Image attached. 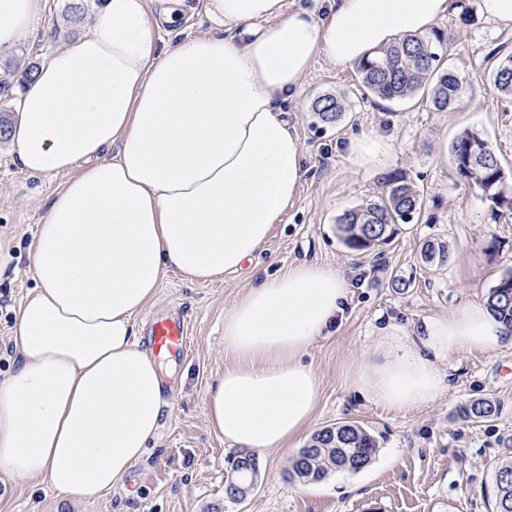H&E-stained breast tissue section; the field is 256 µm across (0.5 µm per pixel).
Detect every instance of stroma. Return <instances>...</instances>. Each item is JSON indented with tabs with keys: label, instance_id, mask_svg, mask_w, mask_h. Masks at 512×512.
<instances>
[{
	"label": "stroma",
	"instance_id": "35a3bbf8",
	"mask_svg": "<svg viewBox=\"0 0 512 512\" xmlns=\"http://www.w3.org/2000/svg\"><path fill=\"white\" fill-rule=\"evenodd\" d=\"M71 0H46L43 16L8 58L0 59V117L15 120L16 95L28 64L41 63L54 48L84 32L96 18L88 12L71 22ZM436 27L448 34L447 67L464 80L457 103L445 112L428 96L403 101L366 93L355 68L317 58L303 79L298 101L287 106L289 126L303 148L307 174L265 250L241 273L210 283L166 276L156 298L136 319L148 338L153 316L184 315L189 348L176 351L175 393L165 407L149 452L122 485L94 502L72 501L46 479H17L0 472V512H491L487 490L499 458L512 448V348L480 354L460 352L441 363L445 390L419 409L396 413L362 394L351 369L370 359L383 326L395 323L417 335L426 318L448 315L485 301L502 274L512 270V211L493 209L476 188L461 181L440 157L445 142L464 130L486 137L512 188V95L498 92L491 56L512 52V29L488 21L480 0H452ZM343 98L347 110L332 124L312 110L324 95ZM364 131L389 139L393 151L379 172L350 167L346 145ZM405 174L423 195L420 214L400 225L391 243L349 250L336 231L348 209L380 199L385 179ZM64 176L34 178L20 167L7 138H0V242L14 254L0 274V381L16 366L11 333L16 313L34 286L33 238ZM446 243L447 263L421 258L426 241ZM313 262L338 270L350 285L345 312L330 335L306 357L318 372L321 391L312 430L356 422L378 442L371 464L359 473H331L319 482L291 479L296 448L256 453L257 486L242 501L224 497L229 460L239 450L213 434L204 394L224 371V314L249 288L288 266ZM490 398L497 417L467 422L460 407Z\"/></svg>",
	"mask_w": 512,
	"mask_h": 512
}]
</instances>
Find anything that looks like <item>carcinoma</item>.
I'll list each match as a JSON object with an SVG mask.
<instances>
[{
    "instance_id": "obj_1",
    "label": "carcinoma",
    "mask_w": 512,
    "mask_h": 512,
    "mask_svg": "<svg viewBox=\"0 0 512 512\" xmlns=\"http://www.w3.org/2000/svg\"><path fill=\"white\" fill-rule=\"evenodd\" d=\"M445 34L434 31L426 37L407 38L384 46L373 58L356 66L364 89L383 99H405L426 89L437 111H446L459 99L463 81L453 70L443 66L440 49ZM494 87L512 95V54L502 53L492 68ZM346 111L340 97L323 95L313 106L319 120L331 123ZM449 156L457 176L479 189L497 209L512 210V192L505 171L488 141L467 130L451 143ZM387 191L380 200L342 213L337 232L350 250L365 251L391 240L401 224H408L419 213L423 201L417 190L401 174L386 180ZM422 251L429 262L446 263L448 246L428 241ZM490 311L512 330V270L501 276L488 292ZM499 408L490 399H477L461 408L467 421L482 422L494 418ZM377 451L373 436L353 422L325 427L315 432L292 461L288 477L319 481L337 471L359 472L365 469ZM231 476L224 488L225 498L238 500V488L246 484L247 474L257 473L255 458L242 453L231 462ZM494 512H512V449L496 464L493 482Z\"/></svg>"
}]
</instances>
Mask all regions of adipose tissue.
I'll return each mask as SVG.
<instances>
[{"label": "adipose tissue", "instance_id": "obj_1", "mask_svg": "<svg viewBox=\"0 0 512 512\" xmlns=\"http://www.w3.org/2000/svg\"><path fill=\"white\" fill-rule=\"evenodd\" d=\"M46 0H0V54ZM451 0H336L323 15L285 0H204L214 34L161 36L192 0H100L88 29L24 82L11 147L32 176L66 175L34 236L35 288L17 312L18 364L0 383V471L46 477L68 499L122 484L160 428L162 368L135 319L169 273L212 282L262 252L302 182L303 150L282 117L313 61L353 66L423 37ZM391 144L352 138L351 167L382 168ZM350 288L301 263L250 288L224 315V371L208 424L230 444L286 449L310 427L320 381L304 358L337 324ZM512 347L480 302L397 325L354 384L394 412L445 387L459 351Z\"/></svg>", "mask_w": 512, "mask_h": 512}]
</instances>
